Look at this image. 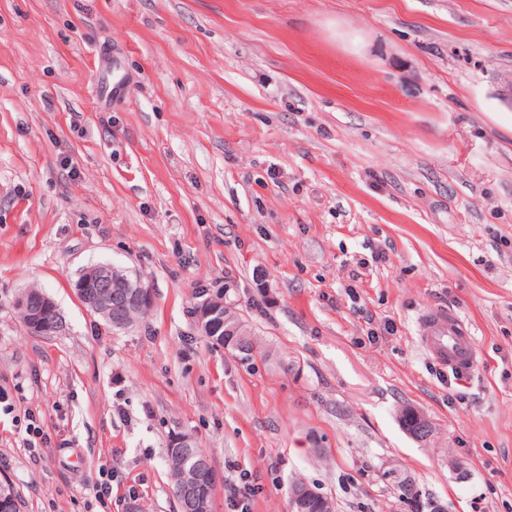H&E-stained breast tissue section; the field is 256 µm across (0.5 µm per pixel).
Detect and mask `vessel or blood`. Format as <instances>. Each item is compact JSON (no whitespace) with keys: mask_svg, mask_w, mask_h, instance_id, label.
I'll return each instance as SVG.
<instances>
[{"mask_svg":"<svg viewBox=\"0 0 512 512\" xmlns=\"http://www.w3.org/2000/svg\"><path fill=\"white\" fill-rule=\"evenodd\" d=\"M419 345L437 365L456 372L476 366V345L471 328L453 311L427 307L420 311Z\"/></svg>","mask_w":512,"mask_h":512,"instance_id":"obj_1","label":"vessel or blood"}]
</instances>
